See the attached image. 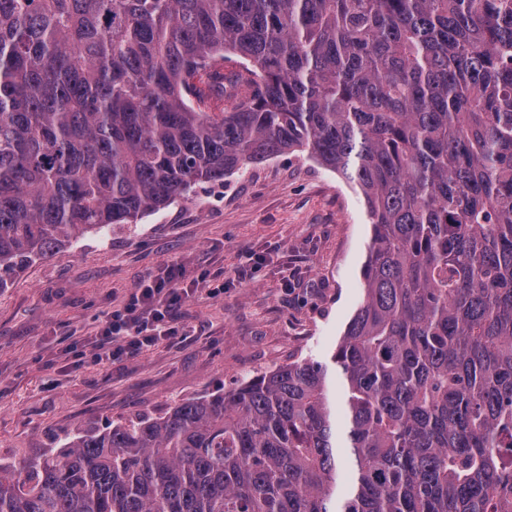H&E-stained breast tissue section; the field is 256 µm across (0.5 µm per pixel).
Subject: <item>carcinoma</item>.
Instances as JSON below:
<instances>
[{"mask_svg":"<svg viewBox=\"0 0 512 512\" xmlns=\"http://www.w3.org/2000/svg\"><path fill=\"white\" fill-rule=\"evenodd\" d=\"M304 152L372 231L330 362L78 428L0 512H512V0H0V288Z\"/></svg>","mask_w":512,"mask_h":512,"instance_id":"cac0c4a2","label":"carcinoma"}]
</instances>
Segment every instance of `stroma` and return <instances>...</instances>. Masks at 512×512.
Wrapping results in <instances>:
<instances>
[{"label":"stroma","instance_id":"35a3bbf8","mask_svg":"<svg viewBox=\"0 0 512 512\" xmlns=\"http://www.w3.org/2000/svg\"><path fill=\"white\" fill-rule=\"evenodd\" d=\"M370 237L350 184L284 155L35 261L0 289V464L40 459L77 427L158 417L289 363L329 360L362 301ZM173 262L215 289L180 310L185 336L95 362L100 322Z\"/></svg>","mask_w":512,"mask_h":512}]
</instances>
